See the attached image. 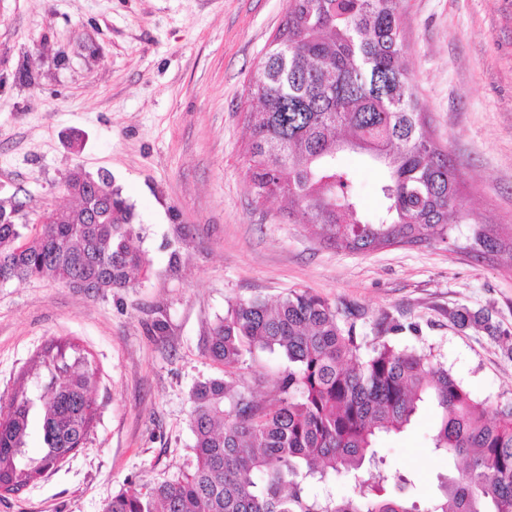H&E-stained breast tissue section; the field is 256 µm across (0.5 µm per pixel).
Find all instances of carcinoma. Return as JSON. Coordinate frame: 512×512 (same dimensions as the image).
Listing matches in <instances>:
<instances>
[{
	"label": "carcinoma",
	"mask_w": 512,
	"mask_h": 512,
	"mask_svg": "<svg viewBox=\"0 0 512 512\" xmlns=\"http://www.w3.org/2000/svg\"><path fill=\"white\" fill-rule=\"evenodd\" d=\"M405 0H288L248 95L249 180L260 198L288 197L324 242L356 253L448 240L466 221L460 176L430 132L402 34ZM345 151L364 152L383 178V208L364 216ZM92 208L61 224L16 222L0 204V284L50 276L107 294L127 288L146 265L131 206L108 180L87 188ZM471 248L512 259V236L473 229ZM460 328L503 335L487 309L451 313ZM385 319L366 341L325 299L293 290L270 304L229 306L206 337L222 375L190 394L195 464L181 476L122 491L102 512H512V402L475 399L423 350L399 348ZM267 353L285 363L257 400L242 380L245 358ZM25 386L0 415V490L35 482L80 447L93 428L90 391L98 371L71 344L50 340ZM439 414L432 445L460 463L440 477V495L422 505L391 496L377 440L400 434L421 404ZM40 447L28 450L33 430ZM353 480L336 497L330 483Z\"/></svg>",
	"instance_id": "1"
}]
</instances>
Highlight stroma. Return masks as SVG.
Wrapping results in <instances>:
<instances>
[{
    "mask_svg": "<svg viewBox=\"0 0 512 512\" xmlns=\"http://www.w3.org/2000/svg\"><path fill=\"white\" fill-rule=\"evenodd\" d=\"M288 0H0V203L18 223L73 208L62 184L108 171L131 205L147 267L102 296L41 277L0 285V406L49 340L98 370L93 428L35 483L0 491V512H102L113 494L190 471V392L219 369L211 326L241 300L307 290L354 310L358 335L402 324L390 341L432 351L477 400H512L504 340L448 317L489 310L512 334V260L475 256V225L512 232V0H407L403 29L434 136L464 183L472 221L444 243L357 254L288 221L248 168L249 83ZM438 420L379 439L389 473L420 503L454 461Z\"/></svg>",
    "mask_w": 512,
    "mask_h": 512,
    "instance_id": "stroma-1",
    "label": "stroma"
}]
</instances>
